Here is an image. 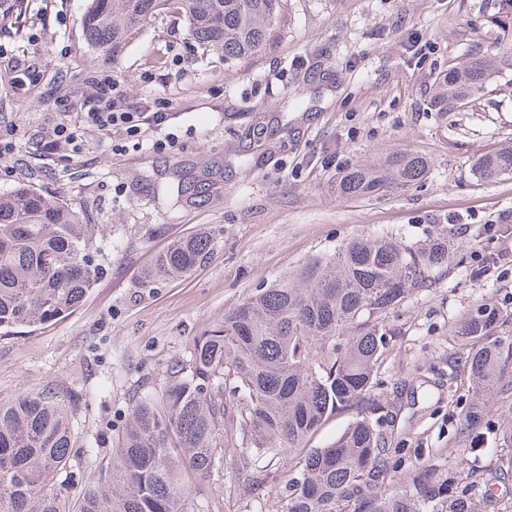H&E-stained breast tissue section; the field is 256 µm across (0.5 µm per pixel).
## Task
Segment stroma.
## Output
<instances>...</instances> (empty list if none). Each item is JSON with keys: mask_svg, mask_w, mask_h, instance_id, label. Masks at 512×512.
Instances as JSON below:
<instances>
[{"mask_svg": "<svg viewBox=\"0 0 512 512\" xmlns=\"http://www.w3.org/2000/svg\"><path fill=\"white\" fill-rule=\"evenodd\" d=\"M88 0H0V193L27 184L65 200L89 224L112 227L106 270L77 310L43 329L0 333V396L54 385L76 405L82 440L123 423L134 395L159 385L194 336L248 294L271 287L347 243L388 235L406 243L447 233V272L417 288L381 327L390 342L358 406L329 416L304 443H333L377 404L405 468L424 461L487 474L504 423L490 404L461 442L472 402L453 336L488 303L512 314V174L482 181V155L512 144V69L498 67L461 100L429 105L435 77L475 56L512 53V0H282L274 35L255 55L225 60L187 23L162 12L112 51L91 46ZM117 76L116 106L149 107L164 124L133 139L83 130L78 151L51 149L95 78ZM405 154L430 162L413 185L341 196L345 169ZM207 183L205 201L182 187ZM495 224L498 236L485 227ZM211 231L213 253L179 279L145 282L177 240ZM235 449L208 484L220 512H271L297 459L237 470Z\"/></svg>", "mask_w": 512, "mask_h": 512, "instance_id": "35a3bbf8", "label": "stroma"}]
</instances>
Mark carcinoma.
I'll return each instance as SVG.
<instances>
[{"mask_svg":"<svg viewBox=\"0 0 512 512\" xmlns=\"http://www.w3.org/2000/svg\"><path fill=\"white\" fill-rule=\"evenodd\" d=\"M281 2L89 0L85 34L97 47L116 48L129 28L169 11L188 22L198 43L224 49L227 61L266 45ZM491 66L475 57L438 77L432 105L448 111V99L465 97ZM474 167L486 181L511 174L512 147L481 156ZM429 169L414 155L358 165L336 190L376 195ZM98 232L78 210L24 184L0 195V330L70 316L104 272ZM212 243L209 232L177 241L146 282L190 274L208 260ZM452 258L445 234L424 245L359 239L248 295L193 338L189 358L171 363L160 386L135 398L109 452L93 442L78 446L74 411L57 387L1 397L0 512H217L189 488L220 470L224 449H237L239 470L290 456L330 415L361 403L388 346L379 321ZM507 322L499 309L482 306L457 330L473 390L463 434L494 394L512 411ZM496 438L488 478L445 474L434 464L408 475L399 472L397 450L362 417L288 472L283 512H485L488 498L512 500V424Z\"/></svg>","mask_w":512,"mask_h":512,"instance_id":"obj_1","label":"carcinoma"}]
</instances>
